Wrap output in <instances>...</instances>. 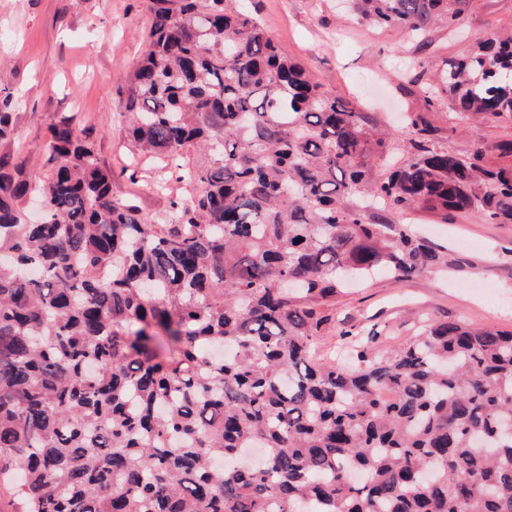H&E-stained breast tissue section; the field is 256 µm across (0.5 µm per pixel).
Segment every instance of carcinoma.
Listing matches in <instances>:
<instances>
[{
    "instance_id": "cac0c4a2",
    "label": "carcinoma",
    "mask_w": 512,
    "mask_h": 512,
    "mask_svg": "<svg viewBox=\"0 0 512 512\" xmlns=\"http://www.w3.org/2000/svg\"><path fill=\"white\" fill-rule=\"evenodd\" d=\"M351 5L423 39L468 0ZM149 12L130 135L209 156L168 223L112 195L68 120L50 126L47 181L0 155V472L21 478L17 512H512V332L426 320L390 350L372 333L348 362L316 353L344 275L448 265L360 202L512 224V140L499 163L451 153L417 112L394 163L390 134L240 0ZM441 93L512 122V33L445 61L426 101ZM14 107L0 96V139ZM245 448L261 460L213 465Z\"/></svg>"
}]
</instances>
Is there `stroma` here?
I'll list each match as a JSON object with an SVG mask.
<instances>
[{
	"instance_id": "1",
	"label": "stroma",
	"mask_w": 512,
	"mask_h": 512,
	"mask_svg": "<svg viewBox=\"0 0 512 512\" xmlns=\"http://www.w3.org/2000/svg\"><path fill=\"white\" fill-rule=\"evenodd\" d=\"M339 0H243V5L297 59L312 79L392 132L399 152L403 115L422 113L442 146L467 154L475 146L497 161L496 146L512 139V124L480 125L442 101L427 105L422 86L434 68L492 32L512 28V0H469L453 26H434L427 42L403 29L370 26L338 9ZM147 0H0V95L19 100L13 134L0 155L22 164L35 181L53 164L48 126L69 120L112 171V192L134 198L141 213L164 223L172 202L190 199L196 185L179 180L166 159L139 151L120 114L127 76L145 50ZM413 59L414 81L397 78L398 61ZM384 224H413L448 255V268L399 283L379 274L346 288L335 320L387 336L397 345L426 319L462 321L512 331V224L474 215L379 210Z\"/></svg>"
}]
</instances>
